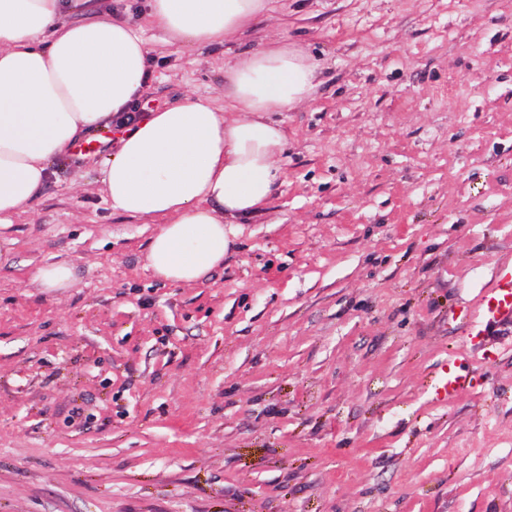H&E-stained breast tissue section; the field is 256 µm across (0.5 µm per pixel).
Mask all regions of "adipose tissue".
<instances>
[{"label": "adipose tissue", "instance_id": "obj_1", "mask_svg": "<svg viewBox=\"0 0 512 512\" xmlns=\"http://www.w3.org/2000/svg\"><path fill=\"white\" fill-rule=\"evenodd\" d=\"M89 0H0V223L42 192L54 160L115 130L102 186L113 213L156 225L147 255L159 278L202 282L224 263L227 225L260 215L282 176L288 139L275 112L310 99L315 65L272 40L224 70V106L182 103L122 116L147 87L140 28L108 17L70 21ZM274 0H150L171 43L212 45L246 33Z\"/></svg>", "mask_w": 512, "mask_h": 512}]
</instances>
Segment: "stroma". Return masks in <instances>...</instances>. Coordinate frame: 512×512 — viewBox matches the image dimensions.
Instances as JSON below:
<instances>
[{
	"label": "stroma",
	"mask_w": 512,
	"mask_h": 512,
	"mask_svg": "<svg viewBox=\"0 0 512 512\" xmlns=\"http://www.w3.org/2000/svg\"><path fill=\"white\" fill-rule=\"evenodd\" d=\"M148 3L93 8L142 27L154 108L223 107L277 38L319 85L196 286L112 213L105 131L0 223V512H512V323L469 330L512 271V0H277L182 51ZM57 262L74 286L39 288ZM458 356L472 388L436 395Z\"/></svg>",
	"instance_id": "1"
}]
</instances>
